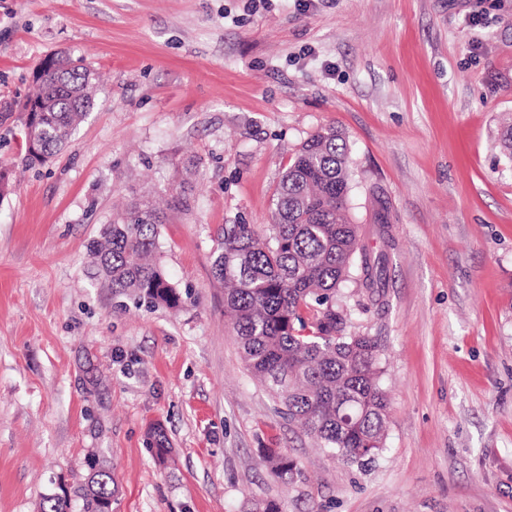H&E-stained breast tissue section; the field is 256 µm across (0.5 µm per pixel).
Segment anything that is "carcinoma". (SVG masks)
<instances>
[{"instance_id":"1","label":"carcinoma","mask_w":512,"mask_h":512,"mask_svg":"<svg viewBox=\"0 0 512 512\" xmlns=\"http://www.w3.org/2000/svg\"><path fill=\"white\" fill-rule=\"evenodd\" d=\"M43 71L33 99L39 121H25L26 162L44 165L71 139L94 102L96 73L82 58L59 54ZM498 145L512 161V123ZM351 173L345 139L320 130L300 147L274 194L272 224H226L214 260L224 281V312L233 324L251 375L265 385L290 421H298L320 446L349 463L372 461L384 447L389 399L380 384L375 337L349 332L350 311L341 299L351 280L383 287V256L360 242L349 214ZM160 213L129 209L101 228L90 249L96 280L113 297L148 308H178L183 293L156 260ZM148 448L163 463L171 452L163 428L151 427ZM263 461L284 482L301 476L294 460L267 448ZM112 471L89 462L69 496H43L42 512H105L114 495Z\"/></svg>"}]
</instances>
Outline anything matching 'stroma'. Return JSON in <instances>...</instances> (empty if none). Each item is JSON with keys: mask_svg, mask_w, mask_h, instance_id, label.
Segmentation results:
<instances>
[{"mask_svg": "<svg viewBox=\"0 0 512 512\" xmlns=\"http://www.w3.org/2000/svg\"><path fill=\"white\" fill-rule=\"evenodd\" d=\"M57 51L93 67L95 102L28 167L22 104ZM509 121L512 0H0V512H40L94 453L112 512H512ZM328 127L385 258L380 295L345 287L390 398L362 468L250 376L213 273L225 225L265 232L282 173ZM134 204L164 215L179 309L119 307L91 277V241ZM264 448L302 478L271 474Z\"/></svg>", "mask_w": 512, "mask_h": 512, "instance_id": "stroma-1", "label": "stroma"}]
</instances>
